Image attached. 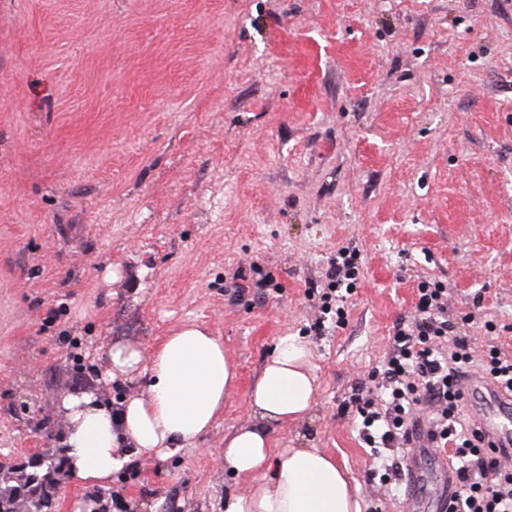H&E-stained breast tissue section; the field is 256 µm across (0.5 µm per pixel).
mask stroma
<instances>
[{
    "label": "stroma",
    "mask_w": 512,
    "mask_h": 512,
    "mask_svg": "<svg viewBox=\"0 0 512 512\" xmlns=\"http://www.w3.org/2000/svg\"><path fill=\"white\" fill-rule=\"evenodd\" d=\"M346 246L339 326L319 288ZM425 276L476 353L488 320L512 349V0H0V458L62 457L73 389L142 388L103 380L111 346L147 358L199 325L237 368L196 447L103 488L60 476L52 512H224V436L287 334L317 394L277 447L334 454L361 512H403L346 403ZM361 253L356 247H343L336 252V258L328 263L325 272L327 290L322 293L321 299L323 314L335 311L336 323H341L345 318L344 303L347 295L351 296L356 288V281L360 273ZM345 291V294L342 293ZM327 311V312H326Z\"/></svg>",
    "instance_id": "obj_1"
}]
</instances>
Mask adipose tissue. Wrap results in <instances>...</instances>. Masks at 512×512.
<instances>
[{"instance_id": "obj_1", "label": "adipose tissue", "mask_w": 512, "mask_h": 512, "mask_svg": "<svg viewBox=\"0 0 512 512\" xmlns=\"http://www.w3.org/2000/svg\"><path fill=\"white\" fill-rule=\"evenodd\" d=\"M309 357L308 344L287 335L262 368L250 392L251 422L224 438V469L247 484L225 498L224 512H361L335 457L319 448L275 445V430L302 422L315 403ZM106 361L104 379L143 373L148 382L116 409L92 391L63 395L64 459L72 477L88 487L108 485L134 458H162L195 446L237 377L223 342L200 326L167 336L150 359L115 346Z\"/></svg>"}]
</instances>
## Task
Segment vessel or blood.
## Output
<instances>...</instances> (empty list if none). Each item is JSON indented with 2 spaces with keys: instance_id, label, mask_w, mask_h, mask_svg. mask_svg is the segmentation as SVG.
<instances>
[{
  "instance_id": "b4317fda",
  "label": "vessel or blood",
  "mask_w": 512,
  "mask_h": 512,
  "mask_svg": "<svg viewBox=\"0 0 512 512\" xmlns=\"http://www.w3.org/2000/svg\"><path fill=\"white\" fill-rule=\"evenodd\" d=\"M472 415L484 426L498 449L512 448V395L498 391L484 376L471 374L464 381Z\"/></svg>"
}]
</instances>
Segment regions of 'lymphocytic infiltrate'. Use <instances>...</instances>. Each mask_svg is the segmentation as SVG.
<instances>
[{"label":"lymphocytic infiltrate","mask_w":512,"mask_h":512,"mask_svg":"<svg viewBox=\"0 0 512 512\" xmlns=\"http://www.w3.org/2000/svg\"><path fill=\"white\" fill-rule=\"evenodd\" d=\"M361 253L343 247L325 272L324 311L345 318L347 296L356 288ZM414 315L399 321L393 346L376 387L356 384L348 402L361 423L359 436L370 448H446L460 459L459 492L448 512H512V468L500 465L480 426L465 423L461 382L468 369L480 368L506 393L512 394V353L489 344L475 357L468 337L448 314V289L439 281H422ZM435 407L429 426L415 418L417 407Z\"/></svg>","instance_id":"f902f5d3"}]
</instances>
